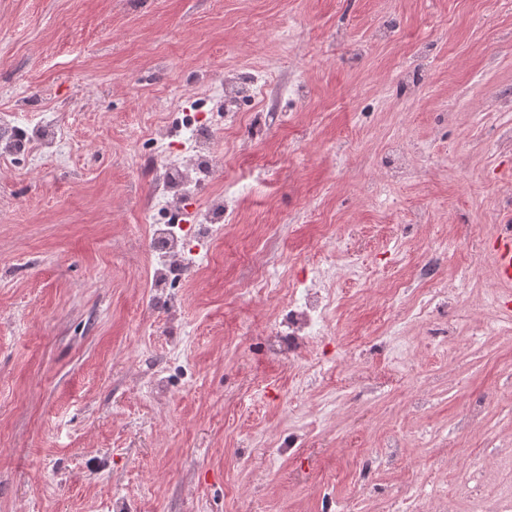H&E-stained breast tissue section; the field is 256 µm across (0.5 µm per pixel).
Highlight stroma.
<instances>
[{"instance_id":"stroma-1","label":"stroma","mask_w":512,"mask_h":512,"mask_svg":"<svg viewBox=\"0 0 512 512\" xmlns=\"http://www.w3.org/2000/svg\"><path fill=\"white\" fill-rule=\"evenodd\" d=\"M228 69L269 84L184 218L234 213L160 288L149 138L219 106ZM511 99L512 0H0V113H55L66 142L0 164V512H392L418 482L447 497L448 460L512 449V331L484 300ZM323 258L324 333L287 355L271 330ZM436 288L452 303L414 319Z\"/></svg>"}]
</instances>
